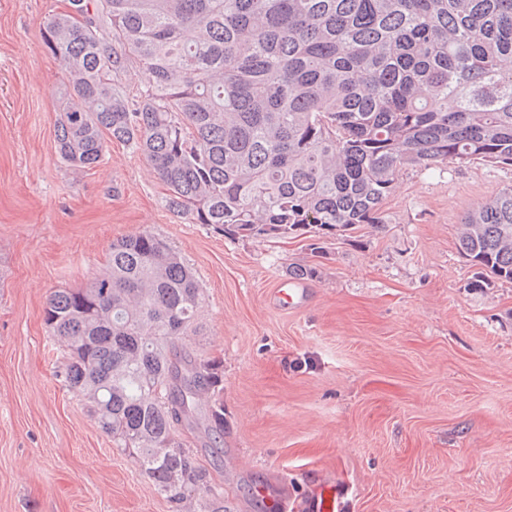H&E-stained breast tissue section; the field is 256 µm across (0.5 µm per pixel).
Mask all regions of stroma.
<instances>
[{
  "mask_svg": "<svg viewBox=\"0 0 512 512\" xmlns=\"http://www.w3.org/2000/svg\"><path fill=\"white\" fill-rule=\"evenodd\" d=\"M65 0H0V512H172L59 374L49 298L105 270L112 241L159 235L204 301L186 348L222 362L224 447L183 437L224 490V512H272L327 479L350 512H512V283L470 289L464 212L512 184L473 163L402 171L386 222L326 238L234 240L170 212L140 153L111 142L65 164L72 96L43 44ZM313 264L298 308L270 296Z\"/></svg>",
  "mask_w": 512,
  "mask_h": 512,
  "instance_id": "obj_1",
  "label": "stroma"
}]
</instances>
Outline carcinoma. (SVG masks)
Segmentation results:
<instances>
[{
  "instance_id": "1",
  "label": "carcinoma",
  "mask_w": 512,
  "mask_h": 512,
  "mask_svg": "<svg viewBox=\"0 0 512 512\" xmlns=\"http://www.w3.org/2000/svg\"><path fill=\"white\" fill-rule=\"evenodd\" d=\"M43 43L76 100L57 149L75 169L110 137L140 152L165 206L226 237L385 223L399 173L512 167V0H67ZM145 80L130 93L131 70ZM471 288L512 282V186L465 213ZM203 289L163 238L112 242L106 270L45 308L62 375L100 429L178 507L224 493L178 440L224 444L221 362L183 350Z\"/></svg>"
}]
</instances>
